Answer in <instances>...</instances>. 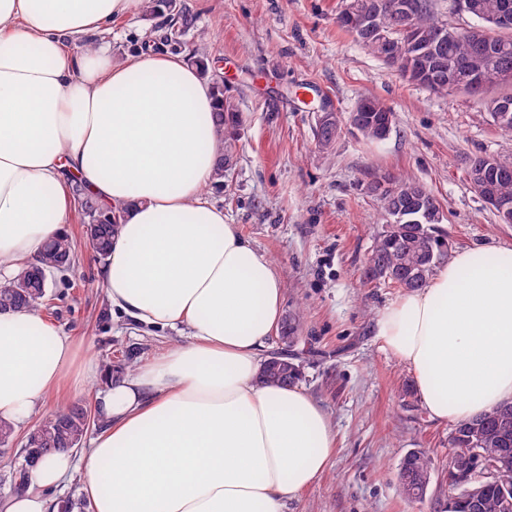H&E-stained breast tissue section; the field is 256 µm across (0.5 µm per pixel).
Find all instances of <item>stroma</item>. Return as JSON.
Masks as SVG:
<instances>
[{
	"instance_id": "stroma-1",
	"label": "stroma",
	"mask_w": 512,
	"mask_h": 512,
	"mask_svg": "<svg viewBox=\"0 0 512 512\" xmlns=\"http://www.w3.org/2000/svg\"><path fill=\"white\" fill-rule=\"evenodd\" d=\"M178 12L136 13L112 25V57L157 43L183 55L198 45L232 95L241 119L237 152L224 185L204 193L223 206L237 231L267 254L283 282V314L303 328L295 347L299 381L328 414L336 449L317 483L287 512H444L448 504L449 425L431 421L420 400L402 401L411 381L390 356L375 320L403 291L365 281L383 225L375 181L398 175L438 198L449 253L512 245V224L471 189L465 159L484 153L512 162V134L501 132L478 97L436 95L409 83L341 30L343 0H177ZM395 113L380 142L344 128L333 149L316 145L317 110L329 100L348 116L361 95ZM76 263L49 279L44 315L81 340L99 362L145 361L182 343L175 330L142 327L113 315L100 280L102 262L80 224L66 227ZM423 448L435 471L423 502L406 501L398 472Z\"/></svg>"
}]
</instances>
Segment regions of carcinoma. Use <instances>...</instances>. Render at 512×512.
Listing matches in <instances>:
<instances>
[{
    "label": "carcinoma",
    "mask_w": 512,
    "mask_h": 512,
    "mask_svg": "<svg viewBox=\"0 0 512 512\" xmlns=\"http://www.w3.org/2000/svg\"><path fill=\"white\" fill-rule=\"evenodd\" d=\"M481 14L474 31L440 20L433 0H346V6L359 12L374 13V21L357 31L347 24L340 28L353 35L371 54L396 69L408 82L440 94H448V76L470 87V94L481 97L487 112L497 97L512 108V84L501 85L488 92V85L499 74L512 73V0H477ZM210 54L205 46L197 47L190 57L204 77L210 76ZM211 88L217 98L216 125L220 138L216 142L218 161L214 170L215 184L224 179V163L236 151L239 133V113L233 98L224 94L223 82L212 80ZM363 105H355L348 121L356 125L363 137L375 141L383 121L394 124L393 109L375 96L360 98ZM340 127L329 121L316 126L317 146L331 149ZM495 163L496 170L486 176V191L500 198L512 200V162L502 161L486 154L467 158L466 170L477 171ZM379 192L383 201L385 222L375 238L365 276L369 280H387L400 288L414 290L426 285L435 267L448 254V239L441 231L431 228L442 219L440 204L432 192L420 181L399 177L388 183V189ZM80 200L78 216L83 232L96 256L104 259L112 248V240L119 229L120 206H104L95 198L76 192ZM426 211L435 216L433 224L409 221V216ZM75 262L71 238L61 234L44 247L38 264L22 270L7 284L0 285V311L41 310L48 306L46 272L68 269ZM300 318H285L281 327V341L288 348L298 339ZM261 378L267 383L288 386L301 377L299 364L288 352L277 351L262 364ZM91 409L75 402L61 412L43 420L27 437L25 445L42 450V455L69 453L82 447L90 429ZM457 436L449 437L454 448H478L487 454L505 455L509 465L496 471L495 477L483 485L480 499L468 496V483L463 481L472 468L466 455L455 457L448 466L452 479L453 500L446 512H512V406L496 408L476 418L454 425ZM28 464L9 468V482L16 494L30 487ZM434 459L426 450L405 456L399 468L398 480L402 494L410 501H422L425 491L422 483L431 481Z\"/></svg>",
    "instance_id": "1"
}]
</instances>
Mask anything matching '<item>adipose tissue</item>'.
<instances>
[{"label":"adipose tissue","mask_w":512,"mask_h":512,"mask_svg":"<svg viewBox=\"0 0 512 512\" xmlns=\"http://www.w3.org/2000/svg\"><path fill=\"white\" fill-rule=\"evenodd\" d=\"M142 0H0V283L75 212L74 187L124 207L101 282L134 323L184 343L106 377L38 310L0 311V419L27 424L51 394L107 378L106 429L84 454L92 512H285L328 468L335 436L299 385L263 382L283 284L202 189L213 176L215 100L181 54L112 60L98 36ZM94 38L91 51L72 44ZM377 334L407 366L431 420L512 403V246L458 253L385 307ZM55 454L0 512H50Z\"/></svg>","instance_id":"obj_1"}]
</instances>
